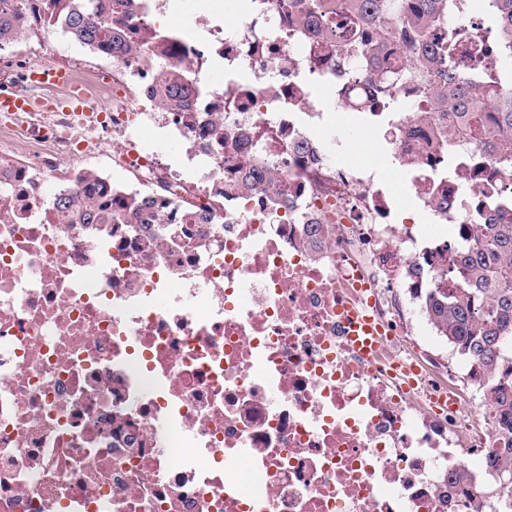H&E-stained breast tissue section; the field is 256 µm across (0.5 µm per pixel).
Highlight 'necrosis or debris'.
Instances as JSON below:
<instances>
[{
	"mask_svg": "<svg viewBox=\"0 0 512 512\" xmlns=\"http://www.w3.org/2000/svg\"><path fill=\"white\" fill-rule=\"evenodd\" d=\"M166 4L142 0L136 37L162 33L151 50L187 78L186 110L164 109L130 53L111 74L70 73L107 111L0 113V512H512V493L480 481L493 413L458 384L476 363L412 336L423 295L453 288L461 238L417 240L401 197L312 135L309 82L346 76L313 66L311 30L240 0L234 22L187 31ZM218 63L248 83L211 85ZM0 89L46 98L9 45ZM368 118L420 220L512 214L475 165L483 144L433 150L408 114ZM147 127L181 143L180 168L142 145ZM113 141L137 193L168 202L162 223L69 224L54 206L81 186L63 161ZM249 165L287 195H225ZM344 306L382 328L372 359L347 341Z\"/></svg>",
	"mask_w": 512,
	"mask_h": 512,
	"instance_id": "4bbe7bcc",
	"label": "necrosis or debris"
}]
</instances>
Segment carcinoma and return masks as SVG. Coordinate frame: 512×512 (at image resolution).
<instances>
[{"label": "carcinoma", "mask_w": 512, "mask_h": 512, "mask_svg": "<svg viewBox=\"0 0 512 512\" xmlns=\"http://www.w3.org/2000/svg\"><path fill=\"white\" fill-rule=\"evenodd\" d=\"M44 12L56 17L54 27L105 57L132 49L128 32L96 0H40ZM278 8L313 26L331 64L353 81L369 85L368 104L360 112L385 110L396 101L393 92L419 78L425 103L410 113L430 126L437 113L448 111V128H437L435 144L465 135L489 148L478 159L501 175L503 193L512 196V0H277ZM24 0H0V45L20 42L18 28ZM461 8L479 22L488 20L496 37L473 41L465 33L448 32V14ZM141 60L153 69L174 108L183 106L182 83L168 68L139 48ZM92 196L60 193L55 204L70 224H158L161 212L148 197L127 204L112 197V187L91 185ZM488 213L477 225L475 242L457 256L460 287L437 290L424 300L438 335L462 358L475 361L483 375V399L494 413L490 438L501 445L488 470L512 475V223Z\"/></svg>", "instance_id": "cac0c4a2"}]
</instances>
